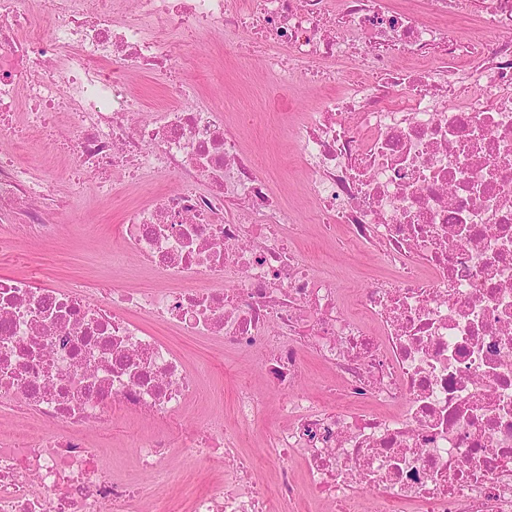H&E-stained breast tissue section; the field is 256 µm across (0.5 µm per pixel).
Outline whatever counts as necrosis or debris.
<instances>
[{"instance_id": "obj_1", "label": "necrosis or debris", "mask_w": 512, "mask_h": 512, "mask_svg": "<svg viewBox=\"0 0 512 512\" xmlns=\"http://www.w3.org/2000/svg\"><path fill=\"white\" fill-rule=\"evenodd\" d=\"M426 3L424 20L391 0H0V223L40 238L69 214L58 183L133 186L148 199L123 206L119 251L159 276L0 277V409L20 419L0 428V512H172L195 479L176 457L215 467L188 512H367V488L375 512H512V0ZM217 31L259 60L265 103L321 92L285 136L335 252L302 248L291 202L245 155L262 112L197 101L171 46ZM134 69L168 104L143 111ZM35 137L62 162L24 161ZM351 248L383 272L349 303L335 253ZM157 324L261 352L284 420L262 461L242 446L264 398L238 383L232 420L187 424L222 392ZM307 354L335 375L317 396L298 390ZM144 419L164 432L133 437L140 484L114 474L103 435Z\"/></svg>"}]
</instances>
